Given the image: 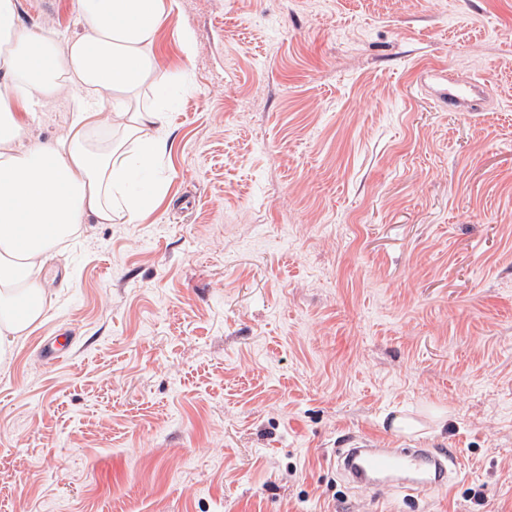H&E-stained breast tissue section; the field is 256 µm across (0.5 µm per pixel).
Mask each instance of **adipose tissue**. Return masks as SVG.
<instances>
[{
	"instance_id": "ef3b65f1",
	"label": "adipose tissue",
	"mask_w": 512,
	"mask_h": 512,
	"mask_svg": "<svg viewBox=\"0 0 512 512\" xmlns=\"http://www.w3.org/2000/svg\"><path fill=\"white\" fill-rule=\"evenodd\" d=\"M0 0V365L51 305L42 273L80 224H134L164 190L173 72L154 51L165 0H77L82 35L59 42ZM78 90L54 143L29 137V111ZM109 123H102V113Z\"/></svg>"
}]
</instances>
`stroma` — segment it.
I'll return each mask as SVG.
<instances>
[{"instance_id":"1","label":"stroma","mask_w":512,"mask_h":512,"mask_svg":"<svg viewBox=\"0 0 512 512\" xmlns=\"http://www.w3.org/2000/svg\"><path fill=\"white\" fill-rule=\"evenodd\" d=\"M166 2L156 52L192 88L164 194L48 262L0 365V512H512V0ZM21 20L84 31L76 0ZM433 64L493 104L441 108ZM361 439L463 468L375 493L337 465Z\"/></svg>"}]
</instances>
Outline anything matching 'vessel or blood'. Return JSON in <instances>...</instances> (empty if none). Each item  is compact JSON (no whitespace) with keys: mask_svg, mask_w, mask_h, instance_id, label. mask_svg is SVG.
I'll list each match as a JSON object with an SVG mask.
<instances>
[{"mask_svg":"<svg viewBox=\"0 0 512 512\" xmlns=\"http://www.w3.org/2000/svg\"><path fill=\"white\" fill-rule=\"evenodd\" d=\"M485 80L449 81L436 94L449 111L470 112L486 98ZM345 476L354 483L380 486L392 483L409 491L430 490L452 482L460 471L455 454L429 448H346L339 458Z\"/></svg>","mask_w":512,"mask_h":512,"instance_id":"vessel-or-blood-1","label":"vessel or blood"}]
</instances>
